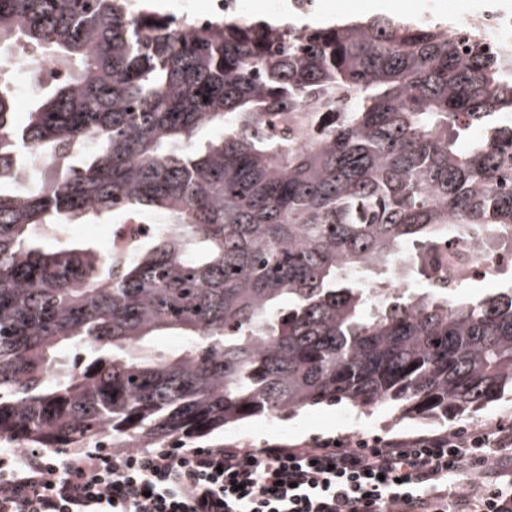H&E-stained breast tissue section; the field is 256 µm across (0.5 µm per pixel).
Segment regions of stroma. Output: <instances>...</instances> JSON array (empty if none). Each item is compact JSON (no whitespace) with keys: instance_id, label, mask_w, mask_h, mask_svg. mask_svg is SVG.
<instances>
[{"instance_id":"stroma-1","label":"stroma","mask_w":512,"mask_h":512,"mask_svg":"<svg viewBox=\"0 0 512 512\" xmlns=\"http://www.w3.org/2000/svg\"><path fill=\"white\" fill-rule=\"evenodd\" d=\"M393 19L438 22L460 20L468 12L472 0H389ZM512 426V400L501 399L469 418L425 421L399 417L386 408L367 407L356 410L344 404H319L304 409L299 415L269 421L250 418L239 425L192 440L195 448L224 445L232 448H260L268 444L304 446L324 439L383 438L393 439L436 434L463 426L494 431L496 426Z\"/></svg>"}]
</instances>
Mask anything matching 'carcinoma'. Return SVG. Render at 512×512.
Here are the masks:
<instances>
[{
	"instance_id": "carcinoma-1",
	"label": "carcinoma",
	"mask_w": 512,
	"mask_h": 512,
	"mask_svg": "<svg viewBox=\"0 0 512 512\" xmlns=\"http://www.w3.org/2000/svg\"><path fill=\"white\" fill-rule=\"evenodd\" d=\"M0 43L67 70L25 124L0 76V439L162 448L319 403L437 420L512 397V284L365 286L445 234L512 236V50L132 0H0ZM148 213L121 261L57 234ZM136 2L146 3L155 11L171 17L206 15L210 12L212 3V12L210 15L198 18L200 24L211 22L215 18L223 16H241V9L238 0H134Z\"/></svg>"
}]
</instances>
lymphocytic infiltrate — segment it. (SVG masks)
Masks as SVG:
<instances>
[{
	"label": "lymphocytic infiltrate",
	"mask_w": 512,
	"mask_h": 512,
	"mask_svg": "<svg viewBox=\"0 0 512 512\" xmlns=\"http://www.w3.org/2000/svg\"><path fill=\"white\" fill-rule=\"evenodd\" d=\"M512 446L466 428L304 448L128 450L59 460L0 457V512H512V485L462 495L452 478Z\"/></svg>",
	"instance_id": "1"
}]
</instances>
